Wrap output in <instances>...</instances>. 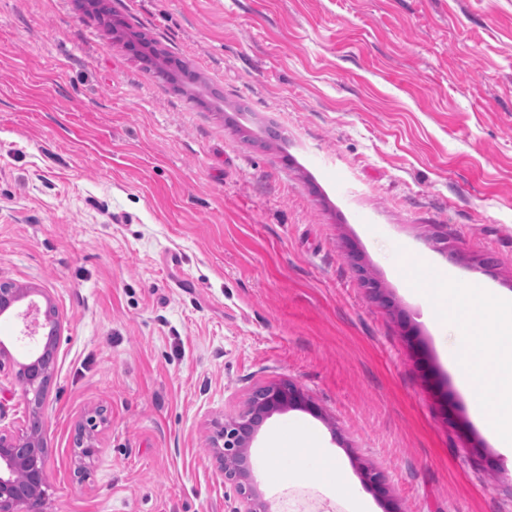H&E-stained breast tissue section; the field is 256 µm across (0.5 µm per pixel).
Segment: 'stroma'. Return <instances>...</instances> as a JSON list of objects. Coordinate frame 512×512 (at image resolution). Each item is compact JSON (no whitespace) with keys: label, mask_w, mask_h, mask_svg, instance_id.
Segmentation results:
<instances>
[{"label":"stroma","mask_w":512,"mask_h":512,"mask_svg":"<svg viewBox=\"0 0 512 512\" xmlns=\"http://www.w3.org/2000/svg\"><path fill=\"white\" fill-rule=\"evenodd\" d=\"M197 81L156 78L77 0H0V282L44 290L48 512H235L212 420L290 381L375 512H512V459L398 270L512 294V0H111ZM360 257L386 309L352 265ZM0 315V427L35 343ZM103 410L74 474L76 424ZM380 471L385 490L365 477ZM257 477L270 512L297 486Z\"/></svg>","instance_id":"1"}]
</instances>
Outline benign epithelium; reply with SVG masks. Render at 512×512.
Returning a JSON list of instances; mask_svg holds the SVG:
<instances>
[{"instance_id":"1","label":"benign epithelium","mask_w":512,"mask_h":512,"mask_svg":"<svg viewBox=\"0 0 512 512\" xmlns=\"http://www.w3.org/2000/svg\"><path fill=\"white\" fill-rule=\"evenodd\" d=\"M354 267L373 298L383 306H390L381 284L370 277L359 262H354ZM29 293L28 289L1 282L0 314L29 297ZM22 317L29 334L46 330V341L38 356L18 365L23 378L22 390L32 404L33 422L22 433L0 429V512H46L48 483L41 413L54 367L61 322L48 298L43 309L34 301L28 303ZM307 403L299 386L291 382L267 383L256 387L236 413L212 421L210 450L224 475V483L236 493L239 504L236 512H269L267 503L257 491L250 458L255 436L273 413ZM103 422L102 413L96 412L78 426L77 474L80 476L85 474L87 462L100 452L98 427Z\"/></svg>"}]
</instances>
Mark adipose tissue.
<instances>
[{"label":"adipose tissue","mask_w":512,"mask_h":512,"mask_svg":"<svg viewBox=\"0 0 512 512\" xmlns=\"http://www.w3.org/2000/svg\"><path fill=\"white\" fill-rule=\"evenodd\" d=\"M266 453L287 464L290 472L311 470L325 483L343 489L347 512H372L367 494L353 485L346 470L311 429L292 424L285 430H272L268 435Z\"/></svg>","instance_id":"ef3b65f1"}]
</instances>
